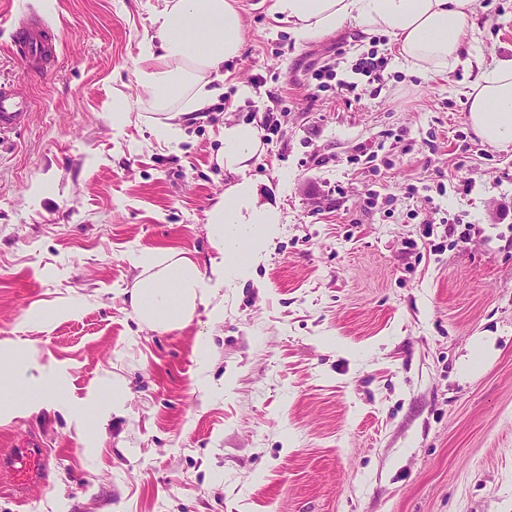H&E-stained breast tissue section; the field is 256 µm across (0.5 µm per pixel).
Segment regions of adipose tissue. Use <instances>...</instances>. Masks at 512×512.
<instances>
[{"mask_svg": "<svg viewBox=\"0 0 512 512\" xmlns=\"http://www.w3.org/2000/svg\"><path fill=\"white\" fill-rule=\"evenodd\" d=\"M272 9L296 39L321 37L351 22L391 37L414 73L453 71L461 63L475 77L464 94L468 121L487 145L512 144V57L485 63L478 45L480 0H274ZM155 32L140 45L142 91L161 111L152 127L158 142L183 136V118L206 111L224 91L225 62L239 56L244 22L238 0H156ZM215 156L231 177L207 212L214 249L206 267L175 252H139L130 261L141 274L131 301L139 323L175 327L204 311L209 322L224 318L222 289L249 279L283 222L279 202L266 199L259 181L246 177L262 148L258 122L225 121ZM63 377L43 363L30 344L0 341V422L26 416L46 404L68 407ZM94 411L68 407L79 428L102 431L105 410L121 412L126 393L113 383L111 398L92 386Z\"/></svg>", "mask_w": 512, "mask_h": 512, "instance_id": "adipose-tissue-1", "label": "adipose tissue"}]
</instances>
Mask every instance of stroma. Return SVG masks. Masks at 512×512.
Segmentation results:
<instances>
[{
	"label": "stroma",
	"instance_id": "35a3bbf8",
	"mask_svg": "<svg viewBox=\"0 0 512 512\" xmlns=\"http://www.w3.org/2000/svg\"><path fill=\"white\" fill-rule=\"evenodd\" d=\"M482 2V55L511 56L512 0ZM272 3L239 0L224 93L166 146L137 84L148 0H0V83L32 103L0 135V340L32 341L74 406L126 391L94 437L47 408L0 423V451L34 438L55 457L49 487L0 486V512H512V146L475 136L464 66L418 75L351 23L299 41ZM31 10L58 35L40 76L9 50ZM372 49L378 81L354 70ZM269 109L247 172L283 212L264 261L224 289L223 321L139 324L130 253L210 255L220 129ZM451 224L476 232L456 245Z\"/></svg>",
	"mask_w": 512,
	"mask_h": 512
}]
</instances>
